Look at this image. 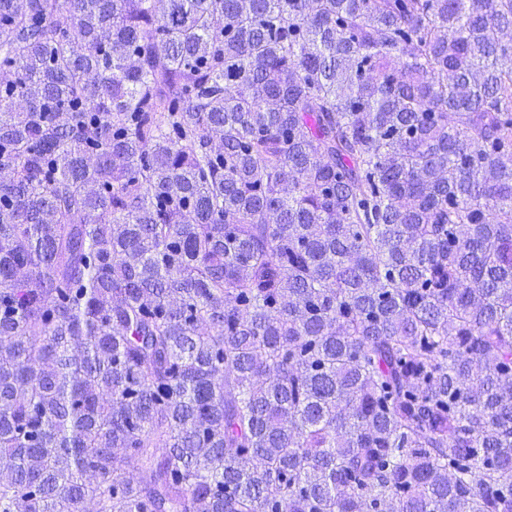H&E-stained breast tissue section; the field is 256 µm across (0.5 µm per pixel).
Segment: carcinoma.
Returning <instances> with one entry per match:
<instances>
[{"instance_id": "cac0c4a2", "label": "carcinoma", "mask_w": 512, "mask_h": 512, "mask_svg": "<svg viewBox=\"0 0 512 512\" xmlns=\"http://www.w3.org/2000/svg\"><path fill=\"white\" fill-rule=\"evenodd\" d=\"M511 27L0 0V512H512Z\"/></svg>"}]
</instances>
